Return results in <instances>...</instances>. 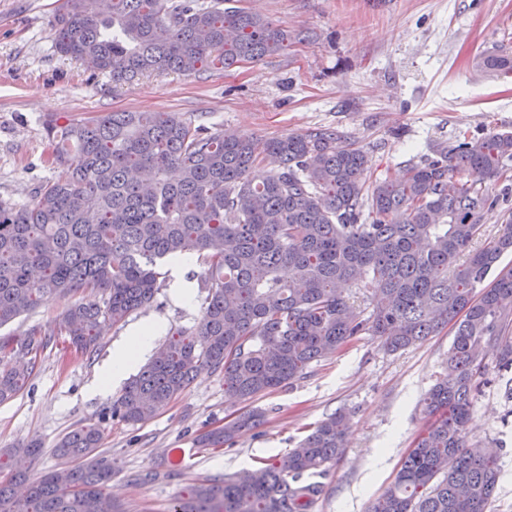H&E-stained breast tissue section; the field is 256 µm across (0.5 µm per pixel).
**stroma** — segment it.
Returning a JSON list of instances; mask_svg holds the SVG:
<instances>
[{"instance_id": "obj_1", "label": "stroma", "mask_w": 512, "mask_h": 512, "mask_svg": "<svg viewBox=\"0 0 512 512\" xmlns=\"http://www.w3.org/2000/svg\"><path fill=\"white\" fill-rule=\"evenodd\" d=\"M287 30L280 54L228 70L152 73L113 86L110 76L57 54L51 20L58 0H0V200L24 204L63 176L51 164L45 124L105 112H179L211 133L267 140L326 126L366 149L371 176H394L460 135L512 131V76L482 67L490 53L512 55V0H238ZM203 263L184 278L191 304L176 299L161 267L154 301L108 327L93 350L53 346L37 357L24 389L0 403V448L41 446L30 471L60 467L55 446L70 431L101 423L98 456L112 465L109 491L122 512H168L190 483L253 468L256 458L286 453L317 422L351 415L346 448L322 476L313 512H369L393 481L428 416L423 400L443 372L451 327L390 354L370 335L352 338L312 363L292 384L243 401L224 377L204 373L150 420L111 419L123 382H99L130 331L145 317L166 332L194 329L206 292ZM66 300L49 297L0 327V343H20L55 324ZM0 350V370L15 357ZM508 372L489 369L473 403L472 436L496 449L503 473L488 512H512V400ZM258 408L266 422L232 445L201 447L198 436Z\"/></svg>"}]
</instances>
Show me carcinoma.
<instances>
[{
    "label": "carcinoma",
    "mask_w": 512,
    "mask_h": 512,
    "mask_svg": "<svg viewBox=\"0 0 512 512\" xmlns=\"http://www.w3.org/2000/svg\"><path fill=\"white\" fill-rule=\"evenodd\" d=\"M236 0H62L55 51L120 85L153 72L198 73L253 63L288 47V33ZM482 65L512 74V57ZM66 176L41 185L30 203L0 201V327L48 295H106L61 317L78 350L109 325L149 305L157 264L197 254L207 265L197 327L179 330L125 385L112 416L149 420L204 372L250 400L291 383L361 333L389 352L454 323L447 369L426 399L432 421L370 512H488L499 456L470 437L471 406L488 370L512 369V216L478 246L484 212L498 198L483 182L512 185V132L465 136L434 157L410 162L399 180L368 182L370 158L332 128L266 141L209 134L176 112H108L46 125ZM281 159L259 172L266 154ZM472 174L481 181L469 179ZM490 283H485L490 273ZM369 284L370 312L342 287ZM52 334L30 336L15 366L0 373V403L14 397ZM265 413L198 437L203 447L234 441ZM350 416L337 411L288 452L224 479L187 486L170 512H311L317 477L344 451ZM103 431L83 426L56 451L83 464L32 478L31 443L4 451L0 512H120L106 492L112 465L92 461Z\"/></svg>",
    "instance_id": "carcinoma-1"
}]
</instances>
